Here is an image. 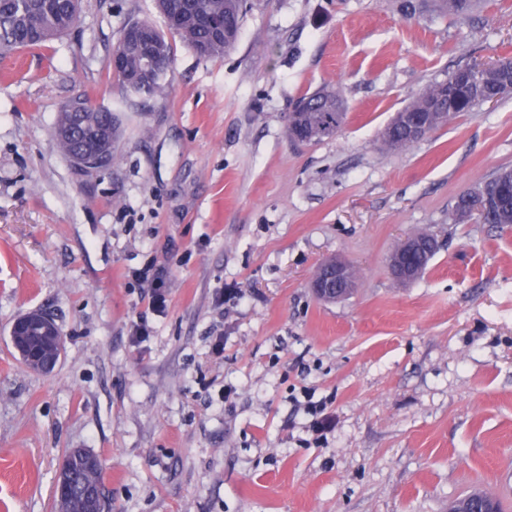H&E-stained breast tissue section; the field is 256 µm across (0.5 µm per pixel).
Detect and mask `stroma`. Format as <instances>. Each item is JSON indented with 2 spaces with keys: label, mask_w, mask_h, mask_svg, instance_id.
<instances>
[{
  "label": "stroma",
  "mask_w": 512,
  "mask_h": 512,
  "mask_svg": "<svg viewBox=\"0 0 512 512\" xmlns=\"http://www.w3.org/2000/svg\"><path fill=\"white\" fill-rule=\"evenodd\" d=\"M399 3L248 0L224 58L172 38L149 99L112 54L128 21L165 28L153 0H80L71 31L0 59V512H56L73 448L99 456L112 512H448L473 490L512 512V226L450 218L512 168V97L378 141L429 83L512 56V0ZM324 87L344 127L292 142ZM78 94L119 121L106 168L57 146ZM420 232L439 248L397 282L387 258ZM328 258L357 271L333 303L309 288ZM153 263L162 313L135 276ZM36 309L66 338L46 373L10 340ZM480 2L481 0H433L430 3L440 13L464 17L472 13Z\"/></svg>",
  "instance_id": "1"
}]
</instances>
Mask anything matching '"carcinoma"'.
<instances>
[{
    "instance_id": "obj_1",
    "label": "carcinoma",
    "mask_w": 512,
    "mask_h": 512,
    "mask_svg": "<svg viewBox=\"0 0 512 512\" xmlns=\"http://www.w3.org/2000/svg\"><path fill=\"white\" fill-rule=\"evenodd\" d=\"M431 2L436 11L451 16L464 17L478 6L481 0H422ZM157 10L163 15L171 34L201 57L220 59L237 43L246 0H155ZM78 17V0H0V57H7L19 49L40 47L71 29ZM117 48L125 51V69L114 72L122 85L129 78L146 68L144 58L128 49L124 41ZM473 66L466 64L448 73V77L429 85L409 105L405 112L442 111L444 121L463 112H472L480 103L468 75ZM168 76H163L141 86L137 94L145 98L159 95L167 86ZM483 97L488 102L512 96V70L501 66L482 81ZM88 107L82 112L66 108L59 111L54 124V136L62 152L69 158L112 147L117 137L115 118L107 109H96L83 99ZM346 120L343 98L337 91L326 89L303 97L293 109L292 121L297 132L307 142H318L337 134ZM381 145L389 150L411 146L403 128L392 120L380 134ZM477 219L484 224L512 225V196L493 199L489 208ZM71 476L65 490L56 496L57 512H82L84 492L91 486L97 490V508L110 506L104 488L100 458L87 450H70L64 460ZM496 498L485 493H470L457 499L450 512H466V508Z\"/></svg>"
}]
</instances>
